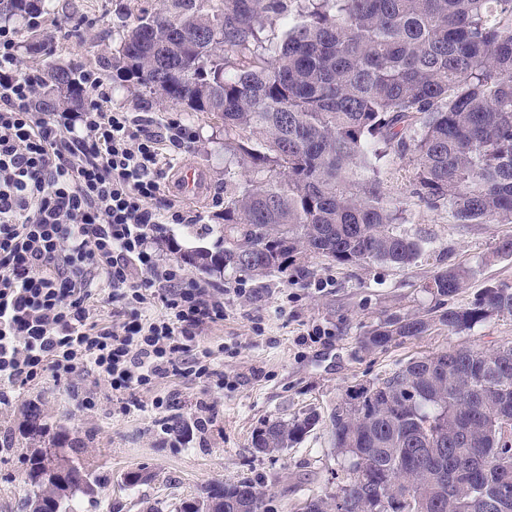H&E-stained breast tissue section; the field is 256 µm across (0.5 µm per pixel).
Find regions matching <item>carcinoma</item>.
<instances>
[{
	"label": "carcinoma",
	"instance_id": "1",
	"mask_svg": "<svg viewBox=\"0 0 512 512\" xmlns=\"http://www.w3.org/2000/svg\"><path fill=\"white\" fill-rule=\"evenodd\" d=\"M48 0H0V17H28ZM282 21L279 40L262 37ZM116 67L160 102L224 121V151L252 173L224 174L214 247L183 252L206 272L264 277L297 256L405 266L421 243L394 230L378 164L412 166L413 194L448 205L457 224H512V0H161L121 39ZM42 112L81 109L76 71L36 77ZM470 271L425 284L426 313L394 315L360 338L364 350L460 333L512 317V288L488 287L450 306ZM315 412L275 419L252 447L301 441ZM350 458L344 484L305 512H512V345L454 347L409 360L353 390L329 418ZM57 436L28 460L29 512H77L98 479ZM170 512H269L252 480L213 481Z\"/></svg>",
	"mask_w": 512,
	"mask_h": 512
}]
</instances>
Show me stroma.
I'll return each instance as SVG.
<instances>
[{
    "label": "stroma",
    "instance_id": "stroma-1",
    "mask_svg": "<svg viewBox=\"0 0 512 512\" xmlns=\"http://www.w3.org/2000/svg\"><path fill=\"white\" fill-rule=\"evenodd\" d=\"M145 0H53L43 16V34L54 50L45 59L18 51V71L36 74L46 62L72 64L101 74L110 89L113 109L146 112L158 122L178 119L189 125L194 140L174 156L170 168L193 163L205 173L208 196L195 202L165 182L167 199L180 204L197 223L165 225L155 248L163 261L182 264L187 279L224 296V319L203 333L206 344L223 346L216 367L223 384L171 376L152 392L124 395L90 375L67 380L44 378L10 391L0 403V512H22L21 475L28 458L44 438L63 434L81 458L93 461L101 486L79 499L78 512H146L194 495L214 479L227 483L251 479L265 494L270 512H303L308 498L336 490L350 466L335 453L326 418L356 385L375 381L409 360L449 346L485 349L512 343V317H494L459 334L436 326L427 335L395 342L383 349H361L359 338L387 316L422 312L435 303L425 283L442 268L462 266L471 277L454 302L472 301L484 288H512V257H497L512 224H456L445 205L431 206L413 197L407 161L390 158L381 170L387 200L399 216L398 231L419 239L422 252L410 266L335 263L311 255L287 274L262 279L244 274L205 272L183 264L181 253L209 248L215 236L200 232L224 195V173L237 182L245 169L224 151V123L207 114H191L158 102L108 66L128 27L136 24ZM326 329L310 342L312 326ZM94 396L93 409L82 408ZM169 398L164 414L150 410L152 396ZM212 413L202 412L200 402ZM317 412L322 422L293 448L262 453L252 446L254 432L265 421L289 420ZM39 413L44 437L30 435L32 413ZM180 417L181 428L164 426ZM147 472V481L127 485L131 471Z\"/></svg>",
    "mask_w": 512,
    "mask_h": 512
}]
</instances>
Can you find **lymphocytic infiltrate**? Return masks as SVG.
<instances>
[{
	"mask_svg": "<svg viewBox=\"0 0 512 512\" xmlns=\"http://www.w3.org/2000/svg\"><path fill=\"white\" fill-rule=\"evenodd\" d=\"M80 112H36L35 79L18 72L17 32L0 25V396L45 375L85 370L113 393L172 375L214 376L203 331L223 297L163 262L154 233L193 218L161 201L162 146L192 129L111 109L101 76L81 74ZM106 296L124 319L94 317Z\"/></svg>",
	"mask_w": 512,
	"mask_h": 512,
	"instance_id": "1",
	"label": "lymphocytic infiltrate"
}]
</instances>
